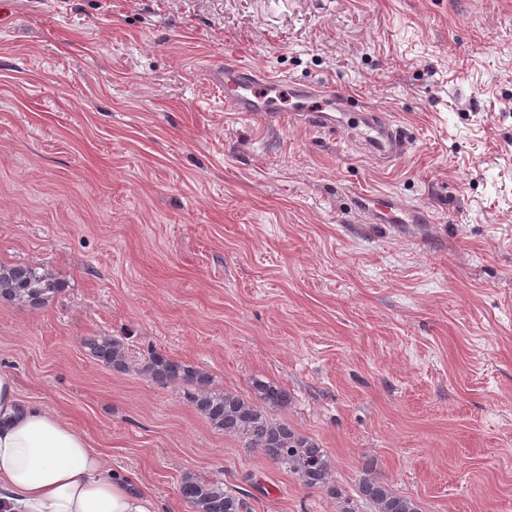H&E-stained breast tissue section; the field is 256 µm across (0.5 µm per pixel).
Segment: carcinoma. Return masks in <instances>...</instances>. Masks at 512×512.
<instances>
[{"instance_id":"obj_1","label":"carcinoma","mask_w":512,"mask_h":512,"mask_svg":"<svg viewBox=\"0 0 512 512\" xmlns=\"http://www.w3.org/2000/svg\"><path fill=\"white\" fill-rule=\"evenodd\" d=\"M65 283L35 263L0 261V301L30 309L42 308L60 293ZM84 347L95 360L118 374L133 369L160 384H178L193 408L211 426L224 432L243 447L257 452L295 475L307 488L327 492L336 502V512H359L356 499L370 506V512H422L419 503L397 493L375 475L374 463L364 464L358 483V498L335 483L334 463L316 440L299 434L287 421L276 419L272 411L288 405V391L270 383H258L250 398L230 390H217L202 367L177 360L162 350L148 352L135 367L123 340L109 335L92 336ZM179 493L193 512H251L249 497L221 481L194 474L181 478Z\"/></svg>"}]
</instances>
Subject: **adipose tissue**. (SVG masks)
Listing matches in <instances>:
<instances>
[{"instance_id": "1", "label": "adipose tissue", "mask_w": 512, "mask_h": 512, "mask_svg": "<svg viewBox=\"0 0 512 512\" xmlns=\"http://www.w3.org/2000/svg\"><path fill=\"white\" fill-rule=\"evenodd\" d=\"M0 512H159L88 439L0 373Z\"/></svg>"}]
</instances>
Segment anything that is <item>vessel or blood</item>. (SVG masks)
<instances>
[{
    "label": "vessel or blood",
    "instance_id": "obj_1",
    "mask_svg": "<svg viewBox=\"0 0 512 512\" xmlns=\"http://www.w3.org/2000/svg\"><path fill=\"white\" fill-rule=\"evenodd\" d=\"M209 82L224 89V108L229 112H245L257 119H274L280 110L274 99L275 94L285 92L300 102L301 107L294 112V120L320 130H331L339 126V114L346 104L331 87L322 81L297 84L289 80L257 75L255 71L240 64H215L207 72ZM315 99L319 105L307 109L305 101ZM352 124L360 126L367 151L382 158L400 155L403 142L394 121L381 116L376 111L366 109L349 114ZM374 216L380 224H413L420 219V212L407 204L388 199H377L373 203Z\"/></svg>",
    "mask_w": 512,
    "mask_h": 512
}]
</instances>
